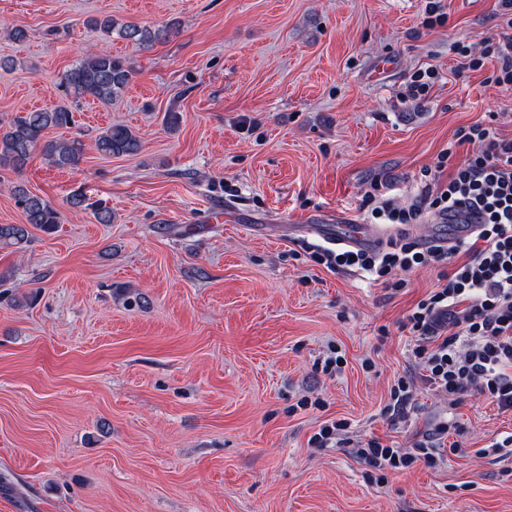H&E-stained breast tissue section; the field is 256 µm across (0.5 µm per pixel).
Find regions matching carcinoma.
I'll list each match as a JSON object with an SVG mask.
<instances>
[{
  "mask_svg": "<svg viewBox=\"0 0 512 512\" xmlns=\"http://www.w3.org/2000/svg\"><path fill=\"white\" fill-rule=\"evenodd\" d=\"M90 27L105 38L114 35L138 47L167 42L178 35L174 23L160 26H144L135 22L118 23L112 17L94 19ZM131 67L110 53H100L77 61L66 71L61 87L71 106H55L40 111L22 112L15 116L8 127H0V169L21 171L31 159L36 148L48 165L75 170L83 160V144L78 139L42 140L50 127L75 125L73 107L87 96L102 103L118 97L129 85ZM94 146L99 154L112 157L135 155L141 149L139 137L126 125L113 123L100 129L94 137ZM16 204L22 209L26 223L0 224V246L21 250L30 243L29 227L53 233L62 223L63 215L49 201L30 193L23 185L11 187ZM67 204L73 213L90 212L100 224L112 223V208L101 201H90L82 191L72 193Z\"/></svg>",
  "mask_w": 512,
  "mask_h": 512,
  "instance_id": "obj_1",
  "label": "carcinoma"
}]
</instances>
